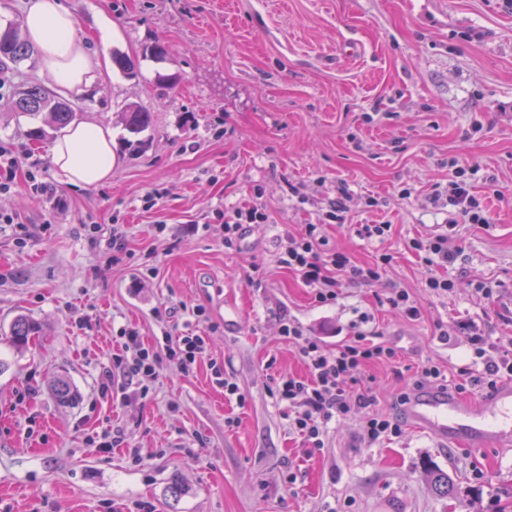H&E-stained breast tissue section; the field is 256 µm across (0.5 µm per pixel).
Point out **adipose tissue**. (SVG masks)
<instances>
[{
	"label": "adipose tissue",
	"mask_w": 512,
	"mask_h": 512,
	"mask_svg": "<svg viewBox=\"0 0 512 512\" xmlns=\"http://www.w3.org/2000/svg\"><path fill=\"white\" fill-rule=\"evenodd\" d=\"M22 31L40 52L44 70L63 89L83 91L96 79V62L77 33L65 0H27ZM51 162L69 184L90 188L112 176V130L84 122L64 130L51 147Z\"/></svg>",
	"instance_id": "ef3b65f1"
}]
</instances>
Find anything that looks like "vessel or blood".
Wrapping results in <instances>:
<instances>
[{"instance_id":"b4317fda","label":"vessel or blood","mask_w":512,"mask_h":512,"mask_svg":"<svg viewBox=\"0 0 512 512\" xmlns=\"http://www.w3.org/2000/svg\"><path fill=\"white\" fill-rule=\"evenodd\" d=\"M416 428L441 443H461L474 450L512 444V381L483 395L465 398L426 386L403 407Z\"/></svg>"}]
</instances>
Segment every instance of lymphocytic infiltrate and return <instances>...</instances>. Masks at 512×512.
Masks as SVG:
<instances>
[{
  "label": "lymphocytic infiltrate",
  "mask_w": 512,
  "mask_h": 512,
  "mask_svg": "<svg viewBox=\"0 0 512 512\" xmlns=\"http://www.w3.org/2000/svg\"><path fill=\"white\" fill-rule=\"evenodd\" d=\"M431 202L454 208L468 224L485 225L489 222L487 209L470 192L467 181L456 179L446 186L436 187ZM213 215L223 229L225 247L236 246L245 225L264 224L267 214L255 207H241L231 211L214 209ZM321 226L306 225L298 234H286L281 242L279 262L295 272L302 282L314 290L318 304L335 303L341 278L359 283L379 281L391 256L376 255L368 265H357L343 252H326L321 248ZM283 336L299 346L307 368L306 377L278 378L273 395L283 406L292 431L299 435L307 448H324L328 425L333 419L360 415V433L365 443L372 444L386 435L399 432L397 419L375 415L370 411L374 397L363 384V373L373 363H396L400 360L397 348L387 343L369 342L365 331L354 330L351 337L336 348L328 350L305 337L303 329L291 319L281 323ZM459 335L465 336L472 349L474 362L483 366L481 376L473 378V385L493 389L505 378L512 379V348L492 342L481 326H460ZM121 351L113 355L108 377L119 390H127L134 379L158 375L170 366L182 375L193 373L206 355L204 336L184 332L171 326L163 334L162 346L145 345L138 331L121 329Z\"/></svg>",
  "instance_id": "obj_1"
}]
</instances>
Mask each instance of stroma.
<instances>
[{
	"instance_id": "obj_1",
	"label": "stroma",
	"mask_w": 512,
	"mask_h": 512,
	"mask_svg": "<svg viewBox=\"0 0 512 512\" xmlns=\"http://www.w3.org/2000/svg\"><path fill=\"white\" fill-rule=\"evenodd\" d=\"M67 2L99 62L80 119L111 127L115 159L102 185H71L49 145L25 136L43 116L0 105V139L19 152L16 183L0 193V213L14 218L0 223V512H512V447L448 446L406 422L368 446L351 418L312 452L272 395L277 378L306 373L280 333L284 317L332 348L370 316L401 361L370 365L365 384L374 412L396 417L422 360L443 365L452 385L468 367L466 337L441 329L473 321L512 346V0ZM157 41L166 61L143 56ZM116 49L138 61L136 76L113 69ZM161 74L180 82L162 90ZM129 103L154 114L137 149L119 117ZM457 163L472 167L489 225L454 224L429 205ZM33 169L56 196L33 190ZM342 188L350 210L344 225L323 226L327 250L361 265L385 251L392 262L373 284L341 280L338 302L321 305L280 265L279 240L317 223ZM151 191L161 198L147 210ZM243 205L269 221L225 248L206 218ZM92 222L119 228L127 256L92 244ZM381 223L385 241L355 232ZM442 232L461 252L427 268L410 242ZM431 273L453 292L430 294ZM393 285L411 294L417 318L379 304ZM198 306L208 358L193 376L167 367L142 378L147 396L114 400L106 372L120 330L154 345L168 320L190 321ZM20 314L42 327L21 351L9 342ZM214 360L240 399L225 397ZM61 374L76 394L68 405L51 391ZM115 428L125 446L99 448ZM429 470L449 473L452 496L433 490Z\"/></svg>"
}]
</instances>
